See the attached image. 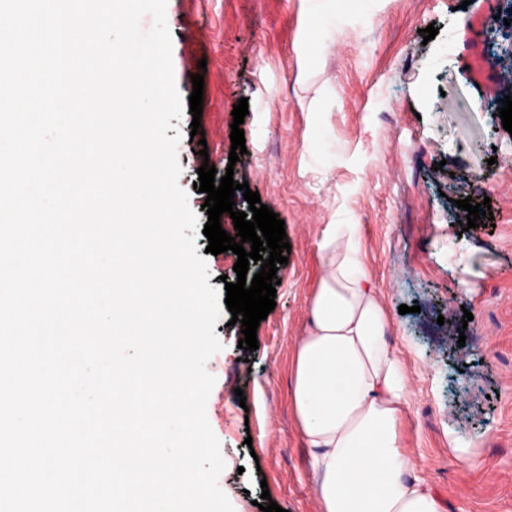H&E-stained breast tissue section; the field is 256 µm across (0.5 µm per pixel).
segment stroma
Wrapping results in <instances>:
<instances>
[{
  "instance_id": "35a3bbf8",
  "label": "stroma",
  "mask_w": 512,
  "mask_h": 512,
  "mask_svg": "<svg viewBox=\"0 0 512 512\" xmlns=\"http://www.w3.org/2000/svg\"><path fill=\"white\" fill-rule=\"evenodd\" d=\"M491 0H167L176 87L203 74L201 128L178 123L179 184L200 223L203 162L248 182L285 222L276 306L239 348L223 311L210 427L232 461L218 486L243 512L269 493L317 512L291 409V361L329 225L360 227L410 391L403 451L448 512H512V134L488 63ZM435 26L433 40L421 31ZM247 98L246 154L229 165L231 111ZM490 200L493 225L462 231L456 202ZM419 305L400 314V305ZM472 321L462 324L464 312ZM475 448L457 464L450 444Z\"/></svg>"
}]
</instances>
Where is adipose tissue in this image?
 I'll return each mask as SVG.
<instances>
[{"mask_svg":"<svg viewBox=\"0 0 512 512\" xmlns=\"http://www.w3.org/2000/svg\"><path fill=\"white\" fill-rule=\"evenodd\" d=\"M358 231L333 224L321 241V277L292 360L293 419L318 512H446L402 450L406 378Z\"/></svg>","mask_w":512,"mask_h":512,"instance_id":"obj_1","label":"adipose tissue"}]
</instances>
